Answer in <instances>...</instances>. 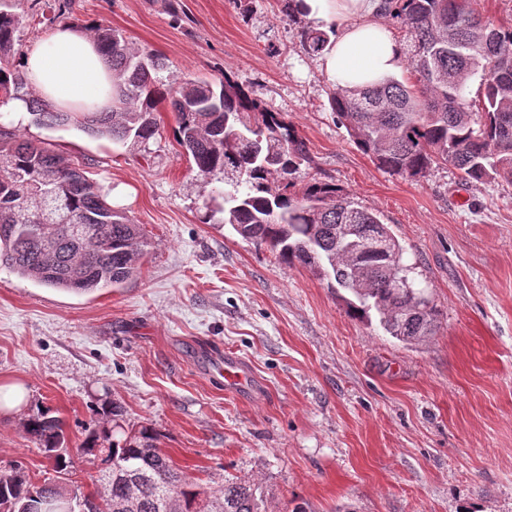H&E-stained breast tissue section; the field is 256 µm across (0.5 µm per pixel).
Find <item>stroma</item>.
<instances>
[{
  "label": "stroma",
  "instance_id": "1",
  "mask_svg": "<svg viewBox=\"0 0 512 512\" xmlns=\"http://www.w3.org/2000/svg\"><path fill=\"white\" fill-rule=\"evenodd\" d=\"M32 4L10 3L26 18L15 56L54 27L100 25L164 58L167 82L227 74L283 114L310 156L292 193L331 182L377 212L442 325L405 345L349 317L326 279L236 235L223 180L181 154L168 105L144 143L29 115L16 133L86 164L150 246L137 275L91 294L0 266V385L28 390L0 413V469L52 476L23 428L33 411L64 419L75 448L114 402L200 483L259 480L268 512H512V184L378 167L330 109L334 85L302 46L312 21L282 0H42L44 23ZM224 352L256 373L254 393L205 376Z\"/></svg>",
  "mask_w": 512,
  "mask_h": 512
}]
</instances>
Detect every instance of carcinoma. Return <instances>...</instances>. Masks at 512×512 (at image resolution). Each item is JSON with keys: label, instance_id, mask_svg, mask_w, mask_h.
I'll return each instance as SVG.
<instances>
[{"label": "carcinoma", "instance_id": "cac0c4a2", "mask_svg": "<svg viewBox=\"0 0 512 512\" xmlns=\"http://www.w3.org/2000/svg\"><path fill=\"white\" fill-rule=\"evenodd\" d=\"M475 0H386L384 15L405 32L410 77L363 88L336 87L330 107L349 138L382 169L420 178L450 164L471 181L512 183V27H497ZM21 18L0 10V96L23 97L24 80L11 73ZM309 29L304 50L319 55L330 36ZM109 58L116 95L104 112H57L27 99L36 120L74 127L115 142H145L158 133L153 112L168 103L174 138L201 176L224 177V223L243 239L308 267L346 292L349 316L377 317L385 333L419 345L440 328L431 296L413 285L403 248L380 217L342 189L311 183L288 192L292 176L309 162L305 141L278 115L229 77L219 82L164 83L163 59L129 47L106 27L91 30ZM480 78L482 95L466 88ZM148 246L140 225L112 206L80 164L48 147L0 129V265L41 285L77 293L116 288L135 275ZM88 430L75 453L64 448V422L47 410L31 414L28 437L68 473L73 458L112 464V480L98 471L96 491L46 478L32 481L23 465L0 470L4 512H82L95 498L100 512H265L254 480H226L218 488L191 479L155 444L145 425Z\"/></svg>", "mask_w": 512, "mask_h": 512}]
</instances>
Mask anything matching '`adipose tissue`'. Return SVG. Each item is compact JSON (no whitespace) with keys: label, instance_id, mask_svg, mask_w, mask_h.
<instances>
[{"label":"adipose tissue","instance_id":"ef3b65f1","mask_svg":"<svg viewBox=\"0 0 512 512\" xmlns=\"http://www.w3.org/2000/svg\"><path fill=\"white\" fill-rule=\"evenodd\" d=\"M311 18L340 29L320 65L344 88L364 86L403 67V48L379 20L380 0H303ZM29 85L65 112H93L112 104V73L105 56L81 29L64 25L25 54Z\"/></svg>","mask_w":512,"mask_h":512}]
</instances>
